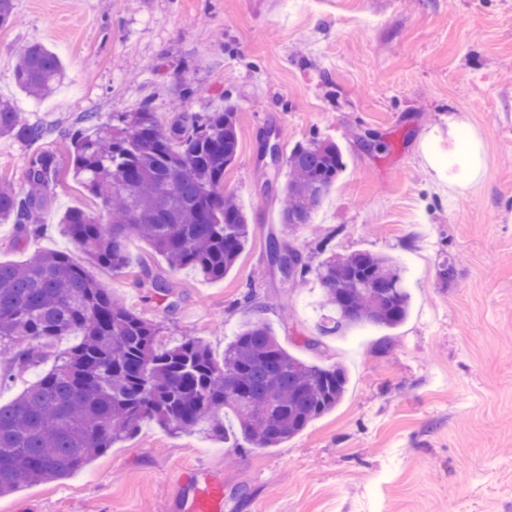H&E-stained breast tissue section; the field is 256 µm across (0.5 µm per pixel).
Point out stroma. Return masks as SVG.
Returning <instances> with one entry per match:
<instances>
[{"label":"stroma","mask_w":512,"mask_h":512,"mask_svg":"<svg viewBox=\"0 0 512 512\" xmlns=\"http://www.w3.org/2000/svg\"><path fill=\"white\" fill-rule=\"evenodd\" d=\"M14 11L0 29V98L49 135L1 138L0 176L28 193L27 157L40 152L58 176L37 215L45 232L0 224V261L72 251L62 214L96 210L65 136L84 115L105 120L147 100L168 124L186 88L189 112L233 103L240 146L224 190L250 224L234 267L205 281L133 236L124 273L87 271L161 323L164 341L195 338L220 355L261 319L296 357L343 365L349 385L280 447L238 450L150 421L67 479L1 495L0 512H185L191 470L222 484L224 512H512V0H14ZM32 42L65 67L41 101L12 76ZM269 130L287 151L315 134L343 153L309 227L281 222L288 174L257 160ZM369 135L377 148L365 147ZM273 239L313 266L329 250L391 257L407 319L319 336L318 294L270 267ZM448 259L449 281L439 276Z\"/></svg>","instance_id":"stroma-1"}]
</instances>
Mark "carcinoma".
Returning a JSON list of instances; mask_svg holds the SVG:
<instances>
[{"mask_svg": "<svg viewBox=\"0 0 512 512\" xmlns=\"http://www.w3.org/2000/svg\"><path fill=\"white\" fill-rule=\"evenodd\" d=\"M63 78L55 52L39 43L20 50L13 79L29 96L49 97ZM85 121L92 133H71L72 176L100 212L64 214L79 254L39 252L0 262V353L12 354L18 371L44 359V348L58 338L80 337L55 355L49 371L0 403V495L72 475L146 419L171 433L199 432L235 448L242 441L276 448L332 411L347 389L344 367L290 354L262 322L245 325L219 358L194 338L167 344L160 323L85 271L87 259L123 273L126 241L137 235L174 269L191 266L206 279L224 278L249 238L245 212L224 192V174L238 156L236 108L184 113L165 126L145 102L106 122ZM45 135L0 99L1 138L34 144ZM280 159L288 169L282 223L305 227L343 172V154L314 136ZM56 175L53 158L34 153L26 165L33 191L22 196L0 177V223L21 234L42 232L31 224ZM288 254L293 265L286 282L294 286L310 272L303 253L270 240L271 263ZM314 282L326 311L321 336L362 325L392 329L407 318L410 295L387 257L366 250L333 254Z\"/></svg>", "mask_w": 512, "mask_h": 512, "instance_id": "obj_1", "label": "carcinoma"}]
</instances>
